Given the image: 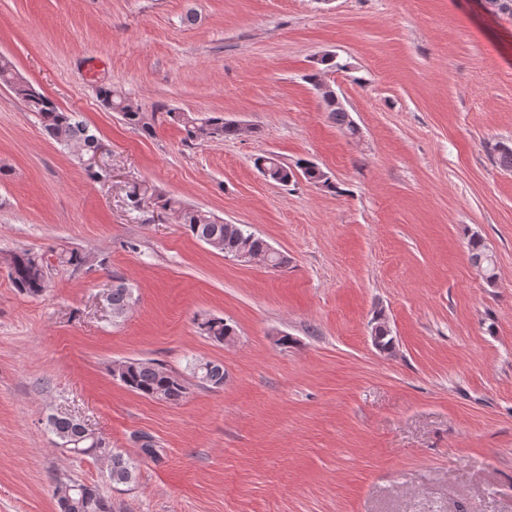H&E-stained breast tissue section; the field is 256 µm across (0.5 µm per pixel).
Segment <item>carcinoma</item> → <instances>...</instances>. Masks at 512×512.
Segmentation results:
<instances>
[{
	"mask_svg": "<svg viewBox=\"0 0 512 512\" xmlns=\"http://www.w3.org/2000/svg\"><path fill=\"white\" fill-rule=\"evenodd\" d=\"M318 68L308 75V82L315 91H320L327 73L345 69L334 54H325L317 62ZM0 84L7 86L28 108L36 114L43 132L57 144L69 150L77 159H83L99 146V139L90 133L75 112L60 109L51 99L37 90L30 82L18 74L12 63L0 56ZM98 95L102 104L121 114L122 119L142 135L155 134V117L128 103L118 91L110 87L99 88ZM330 118L340 128L355 132L349 112L343 108L334 96L321 95ZM167 116L183 126L185 140L224 141L238 136L241 127L217 113L192 114L167 111ZM493 159L502 169L512 170V144L498 142L493 145ZM254 166L266 181L286 186L301 176L305 180L320 184L328 189L335 188L326 172L310 161H301L290 166L272 155H260L255 158ZM156 205L163 210L177 214L179 223L197 240L217 243L216 250L226 255L241 250L253 253L269 251L268 242L260 235L248 230L242 224H226L214 215L198 207H183L177 201L163 196L156 197ZM55 257L61 267L79 270L86 266V254L72 249L51 251V256L35 254L28 250L14 252L9 259V276L13 286L22 294L39 296L48 287L50 257ZM112 312L120 316L132 302V288L125 279L112 275V289L108 296ZM199 329L206 336L218 341L235 335L233 326L221 318H209L199 323ZM190 375L199 382L219 389L224 386V365L212 361L196 359L189 364ZM112 376L130 391L153 400L178 403L186 394L184 379L180 375L165 370L151 360L132 359L115 364ZM56 444L75 455L104 457L109 461L108 478L115 485H127L135 480L133 461L121 453L103 445L93 433L79 421L65 416H53L48 420ZM137 455L154 462L161 460L158 449L154 448L153 438L147 434L137 437ZM53 494L58 512H112L109 501L95 485H87L69 477L52 478Z\"/></svg>",
	"mask_w": 512,
	"mask_h": 512,
	"instance_id": "carcinoma-1",
	"label": "carcinoma"
}]
</instances>
